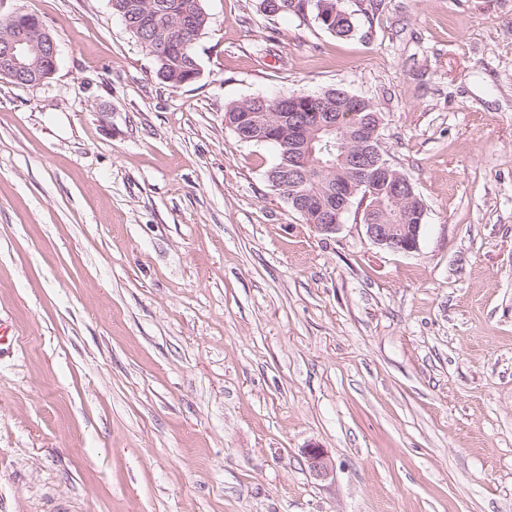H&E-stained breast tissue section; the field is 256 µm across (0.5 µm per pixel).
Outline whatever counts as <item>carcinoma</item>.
Listing matches in <instances>:
<instances>
[{
  "mask_svg": "<svg viewBox=\"0 0 512 512\" xmlns=\"http://www.w3.org/2000/svg\"><path fill=\"white\" fill-rule=\"evenodd\" d=\"M277 6L262 8L267 16L293 15L301 20L311 17L331 34L347 36L352 31L351 15L342 7L341 0H276ZM113 12L124 17L127 29L153 54L174 38H185L186 53L170 57L156 67L166 69L168 85L180 88L186 85L195 67L199 66L193 49L194 40L207 25L203 0H112ZM36 26L40 18L23 12L0 20V38L7 35L17 23ZM301 112L309 119V135L314 138L315 154L304 160V179L296 184L288 182V116ZM334 112L342 115L339 129L331 134L319 133L315 128L317 115ZM377 113L369 100L359 98L347 90L331 87L318 94L286 92L268 99L255 96L234 102L224 110L228 127L239 140L254 139L255 143H271L277 147L278 161L267 173L270 186L285 200L290 208L295 201L309 198L313 208L302 215L306 224H318L319 203L326 200L340 181L339 171L327 170L324 164L336 161L327 151V143L338 140L352 149L359 147L354 140L356 129ZM355 213L365 216L371 211L375 220L383 224H398L400 217L414 209L408 199L391 203L382 187L365 176L363 186L350 198Z\"/></svg>",
  "mask_w": 512,
  "mask_h": 512,
  "instance_id": "carcinoma-1",
  "label": "carcinoma"
}]
</instances>
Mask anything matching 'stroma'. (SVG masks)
Returning <instances> with one entry per match:
<instances>
[{
  "label": "stroma",
  "mask_w": 512,
  "mask_h": 512,
  "mask_svg": "<svg viewBox=\"0 0 512 512\" xmlns=\"http://www.w3.org/2000/svg\"><path fill=\"white\" fill-rule=\"evenodd\" d=\"M203 5L176 89L109 0H0L59 51L0 78V512H512V0H342L345 38ZM331 86L416 251L316 233L224 124Z\"/></svg>",
  "instance_id": "1"
}]
</instances>
